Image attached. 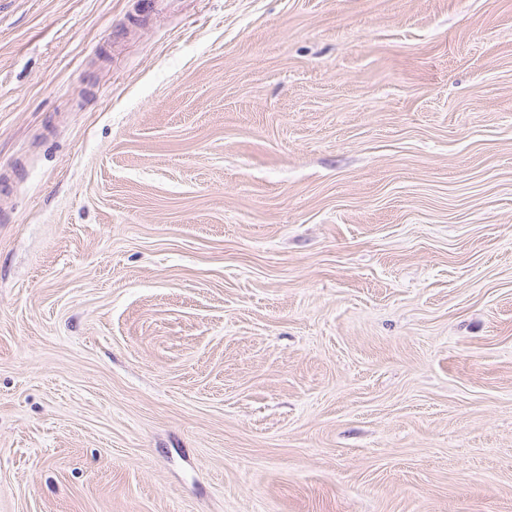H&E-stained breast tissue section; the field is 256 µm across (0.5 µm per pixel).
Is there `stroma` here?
I'll return each instance as SVG.
<instances>
[{
    "label": "stroma",
    "mask_w": 512,
    "mask_h": 512,
    "mask_svg": "<svg viewBox=\"0 0 512 512\" xmlns=\"http://www.w3.org/2000/svg\"><path fill=\"white\" fill-rule=\"evenodd\" d=\"M0 0V512H512V0Z\"/></svg>",
    "instance_id": "stroma-1"
}]
</instances>
